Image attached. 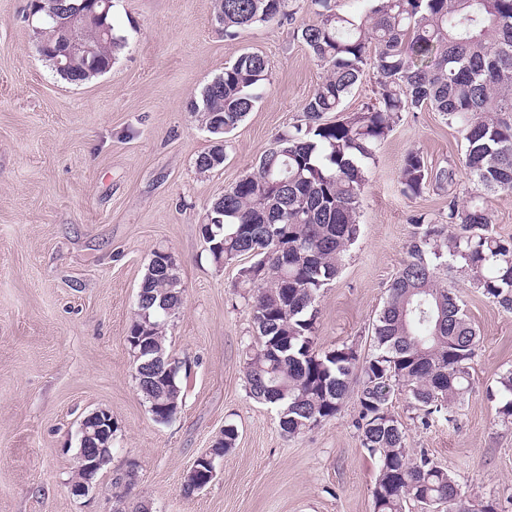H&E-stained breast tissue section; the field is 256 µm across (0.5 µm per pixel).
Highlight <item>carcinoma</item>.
Listing matches in <instances>:
<instances>
[{
  "label": "carcinoma",
  "mask_w": 512,
  "mask_h": 512,
  "mask_svg": "<svg viewBox=\"0 0 512 512\" xmlns=\"http://www.w3.org/2000/svg\"><path fill=\"white\" fill-rule=\"evenodd\" d=\"M320 21L296 30L326 75L302 108L305 122L278 133L259 158L256 171L242 177L207 207L200 233L213 261L225 265L241 256L251 263L238 270L236 287L252 294L254 344L246 354L250 397L280 410L279 427L296 437L331 419L349 397L359 375L355 427L361 447L378 465L372 490L373 512H503L489 500L463 499L455 478L424 451L408 453L405 432L390 407L403 390L429 427L434 417L451 415L472 388L470 363L478 337L456 289L440 272L456 267L473 288L512 310V238L490 232L484 204L464 205L448 195V223L437 227L423 214L411 218L415 232L408 259L391 280L372 328V354L360 360L357 347L316 348L317 303L339 274L349 247L359 238V199L369 163L401 112L424 107L442 115L465 141L462 166L488 193L512 192V0H370L363 16L342 13L336 0H314ZM224 36L258 22L287 17L288 0H218ZM37 31L51 62L60 45L56 22L46 14ZM98 46L96 72L80 61L60 73L79 85L107 72L124 39L116 31L100 37L89 23L72 33ZM269 61L244 52L202 91L193 111L206 128L224 126L228 134L252 111L267 80ZM376 76V102L336 120L344 98L360 83L365 69ZM198 155L195 168L215 169L216 139ZM454 172L429 169L418 151L406 154L400 170L403 192L418 196L428 186L452 185ZM183 286L178 263L151 253L138 292L127 343L132 353L157 347L166 351L165 326L179 310ZM135 360V378L157 422L156 407L183 403L179 372ZM498 415L512 421V371L498 381ZM237 428L224 426L214 450L235 447Z\"/></svg>",
  "instance_id": "1"
}]
</instances>
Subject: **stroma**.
Returning a JSON list of instances; mask_svg holds the SVG:
<instances>
[{
  "instance_id": "stroma-1",
  "label": "stroma",
  "mask_w": 512,
  "mask_h": 512,
  "mask_svg": "<svg viewBox=\"0 0 512 512\" xmlns=\"http://www.w3.org/2000/svg\"><path fill=\"white\" fill-rule=\"evenodd\" d=\"M28 0H0V512H373L377 464L360 445L356 399L294 438L278 408L251 399L244 351L255 334L234 283L237 262L217 266L200 233L213 199L251 173L276 134L303 120L326 69L294 31L316 23L313 0H289V18L227 38L214 0H115L125 44L109 72L63 80L37 49ZM269 63L263 95L225 136L224 163L199 174L212 145L192 104L240 54ZM450 168V190L407 197L399 172L409 151ZM464 140L430 109L404 112L367 170L362 232L318 303L317 344L372 351V325L407 258L411 215L443 224L448 195L482 196L492 230L512 237V192L482 194L461 166ZM179 265L183 304L166 345L180 366L183 405L153 420L126 342L140 282L155 247ZM477 330L473 387L452 419L423 427L405 392L391 411L410 453L427 451L467 498L512 512V423L498 417L499 377L512 370V311L450 269ZM117 427L112 461L87 496L70 495L81 420L97 409ZM235 447L204 490L184 496L194 460L226 424ZM133 472L129 502L114 481Z\"/></svg>"
}]
</instances>
